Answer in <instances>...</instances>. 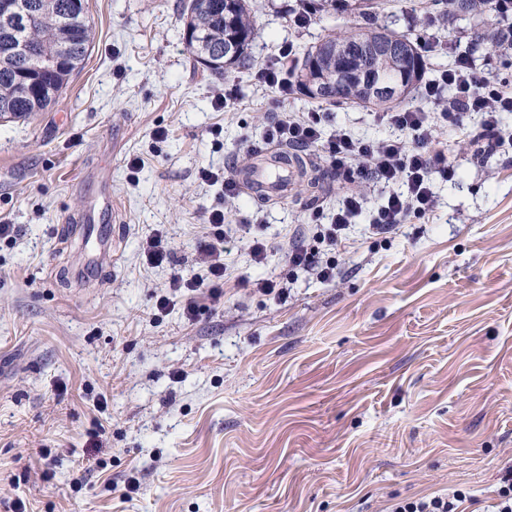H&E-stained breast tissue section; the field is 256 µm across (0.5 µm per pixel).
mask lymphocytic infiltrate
Here are the masks:
<instances>
[{"label":"lymphocytic infiltrate","mask_w":512,"mask_h":512,"mask_svg":"<svg viewBox=\"0 0 512 512\" xmlns=\"http://www.w3.org/2000/svg\"><path fill=\"white\" fill-rule=\"evenodd\" d=\"M447 87L453 89L454 95L448 106L439 111L406 108L377 113L380 123L396 131L395 136L382 140L356 137L344 127L324 132L325 116L320 112H282L269 124L268 143L297 149L318 148L343 189L335 213L326 224L320 225L315 235L316 245L293 243L283 249L282 257L290 266L323 282L335 279V261L320 260L317 249L321 246L329 251L345 249L350 227L366 210L368 189L382 192V201L371 211L369 219L372 235L389 233L410 218L433 214L436 180L449 181L455 175L437 135L441 129L461 127L468 113H479L482 118L481 128L473 139L482 144L484 151L512 146V130L500 125L501 114L512 112V90L478 74L471 60L465 57L458 58L454 67L427 82L422 95L427 101L436 102ZM225 221L223 210L209 211V240L197 256L200 273L173 274L157 300L159 310H167L173 299L179 297L185 301V314L192 317L201 303L217 306L223 301L227 277ZM473 500L469 492L456 489L431 497L396 501L389 512H466L465 503Z\"/></svg>","instance_id":"1"}]
</instances>
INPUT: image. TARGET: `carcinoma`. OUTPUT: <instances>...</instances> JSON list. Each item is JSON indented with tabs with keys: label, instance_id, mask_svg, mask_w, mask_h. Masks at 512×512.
Wrapping results in <instances>:
<instances>
[{
	"label": "carcinoma",
	"instance_id": "1",
	"mask_svg": "<svg viewBox=\"0 0 512 512\" xmlns=\"http://www.w3.org/2000/svg\"><path fill=\"white\" fill-rule=\"evenodd\" d=\"M26 12L6 21L0 18V118H19L45 111L59 95L68 77L85 60L92 42V27L82 16L73 12V0H24ZM495 0H445L436 14L426 20L445 27L448 19L457 18L467 5L483 12L494 10ZM362 12L364 23L326 35L318 47L310 46L302 60L291 71L290 79L297 89L306 87L313 77L321 85L318 93L308 98L321 103L356 104L364 99L363 91L369 77L376 71H391L393 67L378 57L377 42L381 28L372 22L374 10L381 7L378 0H366ZM185 28L191 31L188 49L196 61L211 72L222 76L232 68L251 64L249 46L254 39L255 23L250 0H190ZM17 29L26 33L40 55L54 54L59 49L69 54L70 62L50 76L43 75L9 53V32ZM393 35L410 44L409 55L399 67L398 76L406 78L404 97L394 102L386 97L369 100L366 106L390 110L406 103L427 71L422 43L405 32ZM234 44V51L224 55V44ZM501 47L498 28L488 27L468 43L464 53L473 56L482 49ZM28 76L51 85V92L35 98L17 96L18 82Z\"/></svg>",
	"mask_w": 512,
	"mask_h": 512
}]
</instances>
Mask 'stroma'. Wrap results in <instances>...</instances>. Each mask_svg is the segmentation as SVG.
Returning <instances> with one entry per match:
<instances>
[{
  "label": "stroma",
  "mask_w": 512,
  "mask_h": 512,
  "mask_svg": "<svg viewBox=\"0 0 512 512\" xmlns=\"http://www.w3.org/2000/svg\"><path fill=\"white\" fill-rule=\"evenodd\" d=\"M422 2L388 0L376 23L418 37L432 77L473 34L425 25ZM181 4L87 0L81 68L47 111L0 119V218L17 229L0 241V512L18 499L26 512H388L449 489L487 512L512 465V147L481 151L466 116L439 134L457 175L437 181L433 215L384 237L358 217L334 280L292 271L278 246L312 238L336 181L227 200L197 171L249 163L275 112L388 137L372 109L257 80L284 46L360 18L299 27V0H253L252 64L218 78L194 62ZM228 86L240 99L218 109ZM104 196L121 221L94 212L116 240L100 266L82 213ZM217 207L231 227L223 308L158 311L172 274L199 273ZM156 231L172 254L153 268L141 243ZM248 231L272 247L267 264L249 261ZM264 278L288 292L253 291Z\"/></svg>",
  "instance_id": "obj_1"
}]
</instances>
